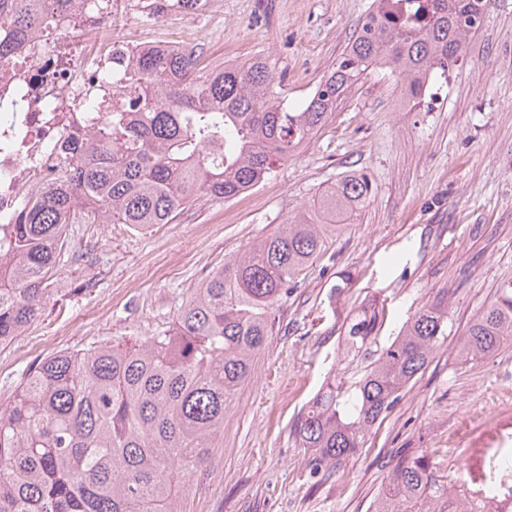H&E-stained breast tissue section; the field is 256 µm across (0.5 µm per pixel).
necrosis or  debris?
Wrapping results in <instances>:
<instances>
[{
	"label": "necrosis or debris",
	"mask_w": 512,
	"mask_h": 512,
	"mask_svg": "<svg viewBox=\"0 0 512 512\" xmlns=\"http://www.w3.org/2000/svg\"><path fill=\"white\" fill-rule=\"evenodd\" d=\"M75 50L59 31L37 34L0 71V101L18 98L29 108L0 124V214L14 208L24 187L38 189L56 163L55 130L95 127L99 114L83 110L85 92L105 88L101 73L69 65Z\"/></svg>",
	"instance_id": "4bbe7bcc"
}]
</instances>
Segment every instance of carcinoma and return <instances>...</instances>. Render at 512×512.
I'll use <instances>...</instances> for the list:
<instances>
[{"mask_svg":"<svg viewBox=\"0 0 512 512\" xmlns=\"http://www.w3.org/2000/svg\"><path fill=\"white\" fill-rule=\"evenodd\" d=\"M80 0H0V68L33 34L75 14ZM484 0H375L336 67L299 105L277 91L267 60L221 63L201 73L190 52L143 48L112 70V93L85 107L101 126L61 134L55 174L0 217V344L41 316L64 267L71 224H172L202 197L224 201L258 186L296 157L359 76L379 63L398 73L409 101L448 80ZM371 198L367 175L349 173L308 208L213 268L172 325L132 344L61 351L31 368L0 411V512H182L191 473L224 429V405L250 376L275 329V309L329 240ZM385 311H362L347 341L362 345ZM448 339V290L417 309L355 385L328 381L294 426L310 473H332ZM512 344V280L468 326L470 360ZM509 456L448 489L438 464L403 453L374 512H512L490 504L512 480Z\"/></svg>","mask_w":512,"mask_h":512,"instance_id":"obj_1","label":"carcinoma"}]
</instances>
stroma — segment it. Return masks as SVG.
Segmentation results:
<instances>
[{
  "label": "stroma",
  "mask_w": 512,
  "mask_h": 512,
  "mask_svg": "<svg viewBox=\"0 0 512 512\" xmlns=\"http://www.w3.org/2000/svg\"><path fill=\"white\" fill-rule=\"evenodd\" d=\"M448 81L409 102L389 68L363 74L333 119L265 181L223 202L199 199L176 223L135 230L73 224L70 259L40 319L0 345V408L28 370L58 352L152 335L171 325L189 288L274 231L343 173L363 171L372 200L280 303L276 330L224 429L192 476L183 512H370L399 449L428 452L451 487L497 451L512 452V346L467 360L461 339L512 279V0H484ZM373 0H215L156 30L144 0H116L113 38L194 50L206 70L266 58L295 105L336 65ZM448 291V339L375 424L356 456L313 479L293 426L329 377L352 383L403 322ZM385 305L375 339L354 349L344 328Z\"/></svg>",
  "instance_id": "stroma-1"
}]
</instances>
